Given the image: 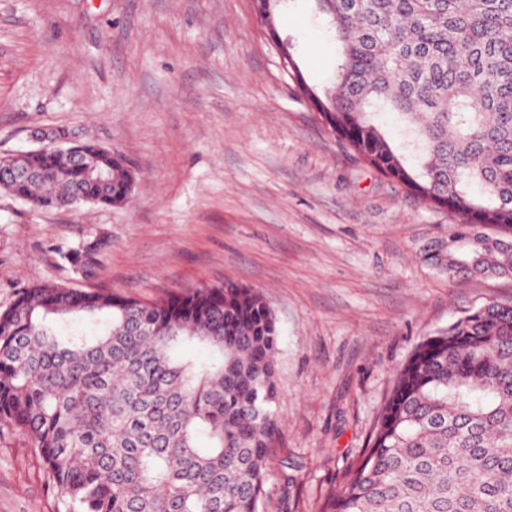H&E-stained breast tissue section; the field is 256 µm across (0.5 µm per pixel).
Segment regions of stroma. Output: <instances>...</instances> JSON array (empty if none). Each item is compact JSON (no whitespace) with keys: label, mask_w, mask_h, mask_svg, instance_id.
<instances>
[{"label":"stroma","mask_w":512,"mask_h":512,"mask_svg":"<svg viewBox=\"0 0 512 512\" xmlns=\"http://www.w3.org/2000/svg\"><path fill=\"white\" fill-rule=\"evenodd\" d=\"M308 78L336 44L314 0L278 18ZM67 128L122 155L128 203L40 211L0 191V310L33 284L154 301L230 280L279 331L281 448L260 512H317L365 448L394 369L512 277L424 257L458 218L349 153L304 103L252 0H0V157ZM107 246L93 279L68 253ZM0 512H65L28 440L0 425Z\"/></svg>","instance_id":"obj_1"}]
</instances>
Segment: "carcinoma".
<instances>
[{"label": "carcinoma", "instance_id": "carcinoma-1", "mask_svg": "<svg viewBox=\"0 0 512 512\" xmlns=\"http://www.w3.org/2000/svg\"><path fill=\"white\" fill-rule=\"evenodd\" d=\"M315 2L336 81L311 82L290 37L301 97L358 159L461 214L428 249L434 267L512 276V237L480 231L512 230V0ZM0 189L39 209L118 206L130 174L84 140L68 158L5 157ZM70 261L90 276L98 252ZM85 321L100 333L62 332ZM278 343L273 309L232 281L156 302L36 284L0 310V423L38 450L68 510L260 512L281 434ZM318 512H512V304L488 301L415 346Z\"/></svg>", "mask_w": 512, "mask_h": 512}]
</instances>
